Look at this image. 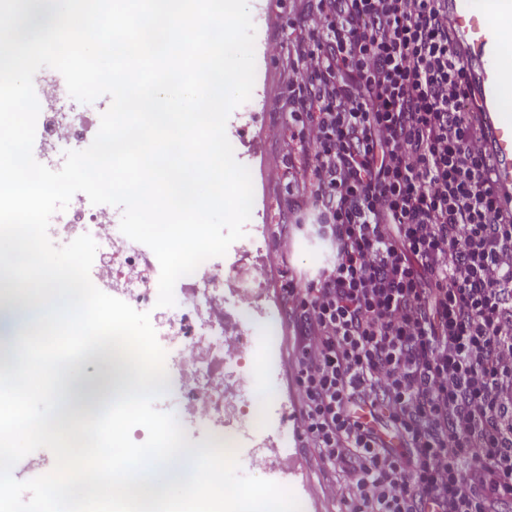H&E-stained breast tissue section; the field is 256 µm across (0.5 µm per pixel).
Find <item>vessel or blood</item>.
I'll return each instance as SVG.
<instances>
[{"instance_id":"b4317fda","label":"vessel or blood","mask_w":512,"mask_h":512,"mask_svg":"<svg viewBox=\"0 0 512 512\" xmlns=\"http://www.w3.org/2000/svg\"><path fill=\"white\" fill-rule=\"evenodd\" d=\"M448 23L475 82L498 203L512 208V113L503 111L500 97L502 88L512 84V64L505 63L502 46L503 32L512 29V0H448Z\"/></svg>"}]
</instances>
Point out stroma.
<instances>
[{
    "mask_svg": "<svg viewBox=\"0 0 512 512\" xmlns=\"http://www.w3.org/2000/svg\"><path fill=\"white\" fill-rule=\"evenodd\" d=\"M255 25V83L250 99L229 116L226 134L236 160L251 172L254 202L250 226L260 227L259 239L244 236L234 242L224 261V316L236 328L248 352L243 374L224 369V403L237 404L239 393L275 413L279 403L299 410L294 368V343L298 329L288 305V284L299 270L315 265L324 248L321 242L290 232L293 219L288 210V185L269 180V168L283 159L288 146L266 138L268 125L282 121V106L288 95V57L273 56L270 48L280 41L289 23L299 21L306 0H248ZM263 278H256V270ZM249 298L255 318L240 307ZM243 474L287 484L289 469L306 476L308 487L301 499L302 512H341L328 487L331 475L314 449L305 447L284 431L274 441L261 432H250L238 452Z\"/></svg>",
    "mask_w": 512,
    "mask_h": 512,
    "instance_id": "stroma-1",
    "label": "stroma"
}]
</instances>
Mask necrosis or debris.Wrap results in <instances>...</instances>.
<instances>
[{
	"label": "necrosis or debris",
	"instance_id": "necrosis-or-debris-1",
	"mask_svg": "<svg viewBox=\"0 0 512 512\" xmlns=\"http://www.w3.org/2000/svg\"><path fill=\"white\" fill-rule=\"evenodd\" d=\"M40 93L41 155L51 159L68 150L83 149L86 128L82 114L57 109L63 98L61 86L46 80L40 85ZM54 230L71 240L86 233L95 237L100 256L94 271L95 286L155 310L156 334L169 347V363L184 372V419L205 426L211 444L237 446L238 432L226 431L224 426V376L203 366L205 354L224 351L223 264L204 261L187 277L190 293L179 297L174 306L160 307L156 304L158 286L144 271L147 259L143 249L116 232L106 207L78 202L58 217ZM116 374L125 381L130 378L117 355L99 352L69 370L66 378L75 388L69 412L72 420L94 416L103 409L107 400L102 393L111 388Z\"/></svg>",
	"mask_w": 512,
	"mask_h": 512
}]
</instances>
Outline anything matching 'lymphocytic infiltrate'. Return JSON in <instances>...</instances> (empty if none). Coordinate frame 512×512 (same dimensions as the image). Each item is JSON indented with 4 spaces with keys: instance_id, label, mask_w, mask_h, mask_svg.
Here are the masks:
<instances>
[{
    "instance_id": "f902f5d3",
    "label": "lymphocytic infiltrate",
    "mask_w": 512,
    "mask_h": 512,
    "mask_svg": "<svg viewBox=\"0 0 512 512\" xmlns=\"http://www.w3.org/2000/svg\"><path fill=\"white\" fill-rule=\"evenodd\" d=\"M300 433L346 512L512 506V210L448 0H309L287 43Z\"/></svg>"
}]
</instances>
